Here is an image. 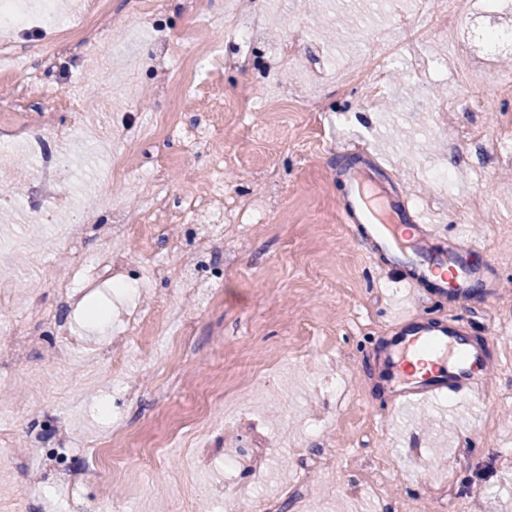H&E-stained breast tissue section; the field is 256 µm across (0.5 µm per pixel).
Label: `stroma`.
<instances>
[{"instance_id": "stroma-1", "label": "stroma", "mask_w": 512, "mask_h": 512, "mask_svg": "<svg viewBox=\"0 0 512 512\" xmlns=\"http://www.w3.org/2000/svg\"><path fill=\"white\" fill-rule=\"evenodd\" d=\"M183 0H167L148 24L141 0H108L118 16L107 45L71 51L47 71L45 93L27 86V68L52 51V39L31 31L17 39L20 60H7L0 77V127H37L40 110L60 122L65 93L77 91L84 109L109 139L58 138L70 160L68 186L53 224L29 220L47 203L41 168L24 145L5 147L0 182L14 195L0 201V321L40 330L39 315L54 307L57 288L43 279L45 266L62 270L74 292L87 287L84 267L100 250L123 251L136 265L162 256L164 242L141 223L144 200L135 182L151 168L139 148L120 150L130 117L151 126L167 111L171 125L212 112L224 136L211 146L224 158V190L242 209L224 226L221 257L196 253L194 226L170 224L181 238L183 261L199 277L196 295L169 285L143 284L123 298L97 288L71 314L79 345L55 355L49 344L30 347L23 364L0 372V408H15L14 425L0 428L9 446L0 461V512H225L237 493L269 499L276 512H512V58L473 52L467 41L427 35L414 40L399 29L403 17L425 21L429 0H254L264 42L248 68L229 69L239 42L224 34L237 0H200L204 26L192 39L201 63L170 53V35L182 29ZM304 27L296 56L281 62L279 45ZM400 42L383 89L366 93L345 83L374 71L386 43ZM464 59L486 82V96H467L453 59ZM174 86L169 99L152 86L158 60ZM140 77V99L124 95L102 104L105 85L122 87ZM314 97L321 111L305 112ZM368 157L384 167V180L444 235L479 243L481 260L502 277L498 303L482 298L453 306L432 287L413 293L398 287L366 256L359 227L345 223V185L336 173ZM170 187L183 195L207 190L205 160L173 151L165 161ZM445 168L454 186L426 179ZM279 183L271 207L267 176ZM122 206L132 217L128 237L107 241L104 225H90L76 250L56 249L54 224L71 223L87 210ZM170 299L175 312L143 332L112 363L110 340L128 311ZM401 302L423 315L448 312L471 323L490 356L501 357L482 395L445 396L432 403L391 406L380 384L377 360L390 339L391 307ZM191 352H172L178 334ZM174 376L163 397L143 393L138 413L122 404L123 390L144 377ZM109 403L108 418L95 409ZM65 431L71 463L83 483L67 481L49 459L29 450V432ZM125 432L152 449L149 465L130 460L122 475L104 466L98 445ZM262 455L265 476L251 470ZM235 456L234 469L224 467ZM320 461L309 483L297 486L300 465Z\"/></svg>"}]
</instances>
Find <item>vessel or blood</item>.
I'll return each mask as SVG.
<instances>
[{"label":"vessel or blood","instance_id":"b4317fda","mask_svg":"<svg viewBox=\"0 0 512 512\" xmlns=\"http://www.w3.org/2000/svg\"><path fill=\"white\" fill-rule=\"evenodd\" d=\"M342 176L348 186L342 207L345 219L360 225L369 261L394 277L399 286L415 289L427 280L435 293L451 296L457 304L478 294L487 300L496 296L499 275L495 266L470 262L476 243L443 235L412 211L406 200L378 202L360 168H347ZM390 214L396 223L410 225L413 250H405L386 227ZM393 326L395 339L380 369L394 405L478 391L479 378L491 372V359L473 342L469 326L456 317L429 319L405 313L394 319Z\"/></svg>","mask_w":512,"mask_h":512}]
</instances>
